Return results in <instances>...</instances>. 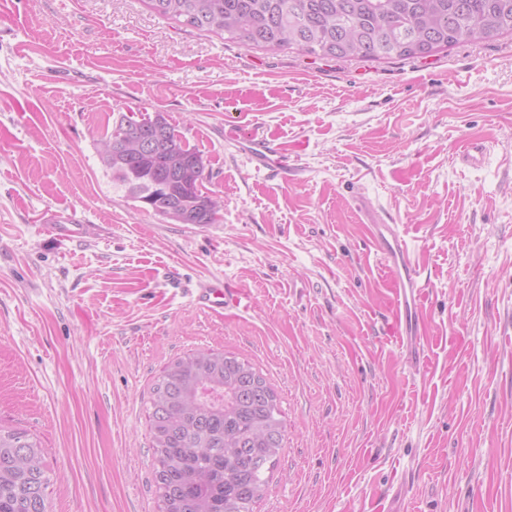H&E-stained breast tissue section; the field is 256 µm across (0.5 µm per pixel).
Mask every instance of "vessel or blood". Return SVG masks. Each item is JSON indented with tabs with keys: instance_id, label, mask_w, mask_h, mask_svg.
I'll return each instance as SVG.
<instances>
[{
	"instance_id": "b4317fda",
	"label": "vessel or blood",
	"mask_w": 512,
	"mask_h": 512,
	"mask_svg": "<svg viewBox=\"0 0 512 512\" xmlns=\"http://www.w3.org/2000/svg\"><path fill=\"white\" fill-rule=\"evenodd\" d=\"M226 141L239 149L256 171H264L280 178H287L288 150L284 145L255 130L228 129ZM385 267L392 273L395 314L390 332L405 350L412 364H419L424 352L423 313L420 308L422 293L421 271L413 262L408 243L396 224H375L371 227ZM206 306L220 308L244 307L248 300L237 292L217 284L204 288L202 295Z\"/></svg>"
}]
</instances>
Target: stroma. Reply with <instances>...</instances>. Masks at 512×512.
<instances>
[{"label": "stroma", "instance_id": "35a3bbf8", "mask_svg": "<svg viewBox=\"0 0 512 512\" xmlns=\"http://www.w3.org/2000/svg\"><path fill=\"white\" fill-rule=\"evenodd\" d=\"M121 112L164 113L202 154L219 222L113 187L98 143ZM231 125L302 144L291 176L255 172ZM470 140L484 164L459 162ZM54 219L85 237L52 238ZM371 219L423 272L416 369L387 333ZM210 280L250 309L203 308ZM205 349L279 398L254 512H512V36L317 60L147 0H0V427L40 441L48 512H159L152 389Z\"/></svg>", "mask_w": 512, "mask_h": 512}]
</instances>
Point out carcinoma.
Listing matches in <instances>:
<instances>
[{"instance_id":"1","label":"carcinoma","mask_w":512,"mask_h":512,"mask_svg":"<svg viewBox=\"0 0 512 512\" xmlns=\"http://www.w3.org/2000/svg\"><path fill=\"white\" fill-rule=\"evenodd\" d=\"M156 13L220 32L247 48H296L347 60L425 58L475 33L512 34V0H148ZM154 152L131 141L111 150L117 125L100 142L112 182L138 207L163 206L193 224H214L224 199L203 191L199 151L164 121ZM150 436L161 512H253L266 471L284 448L278 397L245 361L199 351L168 365L150 398ZM50 478L42 448L24 431L0 429V512H47Z\"/></svg>"}]
</instances>
